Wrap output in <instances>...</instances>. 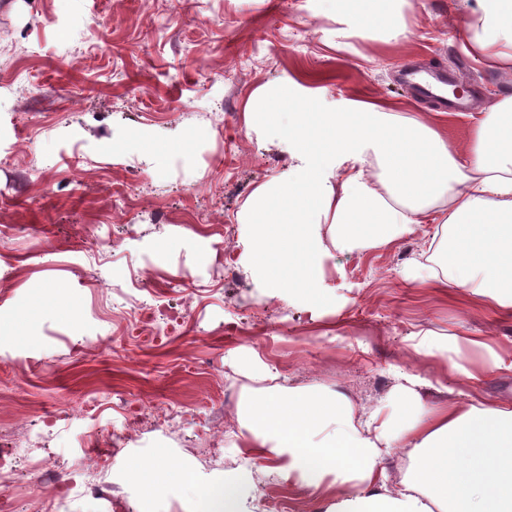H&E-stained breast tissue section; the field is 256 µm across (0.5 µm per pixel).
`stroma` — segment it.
Returning a JSON list of instances; mask_svg holds the SVG:
<instances>
[{
  "mask_svg": "<svg viewBox=\"0 0 512 512\" xmlns=\"http://www.w3.org/2000/svg\"><path fill=\"white\" fill-rule=\"evenodd\" d=\"M403 25L363 24L342 0H0V423L51 438L35 451L69 471L57 512H197L252 452L243 425L247 387L287 382L340 393L398 423L415 409L386 399L402 373L431 379L425 404L471 389L512 403V314L489 316L469 297L427 283L448 275L440 225L324 263L315 306L267 288L250 261L241 217L263 184L287 178L291 139L245 125L260 89L287 91L285 112H347L391 104L424 116L466 146L473 120L443 114L393 77L412 61L457 72L475 112L512 95V70L482 67L462 0H404ZM111 50H94L97 36ZM204 183L203 198L191 195ZM204 224L220 225L215 235ZM232 244L237 274L224 276ZM418 272L419 282L403 272ZM178 312L152 336L127 327L132 304ZM448 334L459 348L417 354ZM486 341L470 347L469 339ZM110 348H102V341ZM498 352L502 366L489 362ZM483 378L469 387L466 373ZM100 394L96 419H65L64 405ZM158 405L150 426L145 403ZM173 405L184 418L165 421ZM224 432L220 453L205 446ZM128 431L125 445L117 431ZM104 466L102 495L84 493L77 467L88 435ZM271 458L234 512H272L288 496L314 512L336 497L281 483Z\"/></svg>",
  "mask_w": 512,
  "mask_h": 512,
  "instance_id": "stroma-1",
  "label": "stroma"
}]
</instances>
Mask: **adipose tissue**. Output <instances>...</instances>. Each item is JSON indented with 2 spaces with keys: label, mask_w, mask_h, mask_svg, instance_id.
I'll list each match as a JSON object with an SVG mask.
<instances>
[{
  "label": "adipose tissue",
  "mask_w": 512,
  "mask_h": 512,
  "mask_svg": "<svg viewBox=\"0 0 512 512\" xmlns=\"http://www.w3.org/2000/svg\"><path fill=\"white\" fill-rule=\"evenodd\" d=\"M471 54L493 69L512 67V0H475ZM288 133L297 165L289 180L261 186L247 211L251 259L269 287L312 300L323 261L402 239L423 224H444L454 272L443 288L480 306L512 310V97L497 102L472 129L464 150L421 119L395 121L371 105L313 123L295 113ZM377 167L369 172L364 152ZM337 166L335 183L322 169ZM451 193V210L437 200ZM279 242L287 272L268 262ZM426 380L401 375L392 398L419 415L402 432L392 415L355 414L351 403L307 387L255 388L249 403L256 458H283L285 483L336 496L335 512H512V405L474 399L424 406ZM407 448L416 463L391 490L380 461Z\"/></svg>",
  "instance_id": "obj_1"
}]
</instances>
